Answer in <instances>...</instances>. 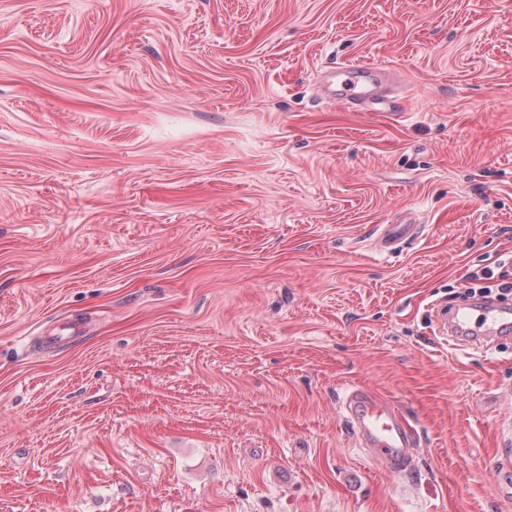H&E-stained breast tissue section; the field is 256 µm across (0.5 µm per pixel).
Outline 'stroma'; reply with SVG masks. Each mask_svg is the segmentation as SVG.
Masks as SVG:
<instances>
[{
    "instance_id": "obj_1",
    "label": "stroma",
    "mask_w": 512,
    "mask_h": 512,
    "mask_svg": "<svg viewBox=\"0 0 512 512\" xmlns=\"http://www.w3.org/2000/svg\"><path fill=\"white\" fill-rule=\"evenodd\" d=\"M348 62L394 107L320 98ZM500 256L512 0H0V512H512V334L435 319ZM417 227L416 224H384L381 236L384 247L388 250L395 248L398 243L410 238L413 233L408 235L409 232H413ZM341 406L360 448H368L390 474L406 470L418 437L393 403L369 389L351 386Z\"/></svg>"
}]
</instances>
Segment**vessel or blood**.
I'll list each match as a JSON object with an SVG mask.
<instances>
[{"instance_id":"vessel-or-blood-1","label":"vessel or blood","mask_w":512,"mask_h":512,"mask_svg":"<svg viewBox=\"0 0 512 512\" xmlns=\"http://www.w3.org/2000/svg\"><path fill=\"white\" fill-rule=\"evenodd\" d=\"M318 89L357 111L386 106L391 95L384 70L361 63H343L321 71ZM438 321L450 345H459L467 336L488 343L512 331V305L466 302L440 311ZM342 409L359 447L369 449L390 474L406 470L418 437L393 403L369 389L352 386L343 396Z\"/></svg>"}]
</instances>
